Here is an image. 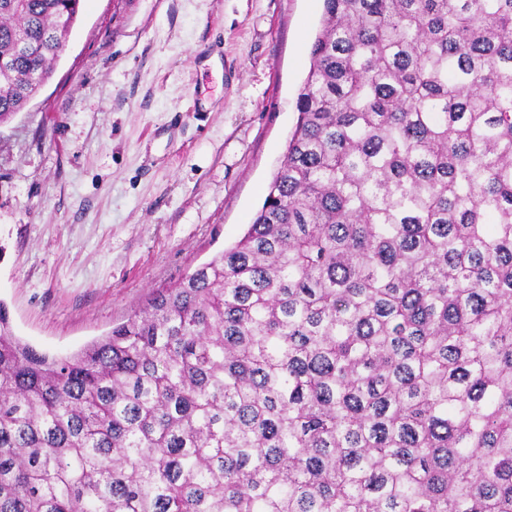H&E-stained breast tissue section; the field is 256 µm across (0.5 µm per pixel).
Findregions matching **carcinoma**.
<instances>
[{"mask_svg": "<svg viewBox=\"0 0 512 512\" xmlns=\"http://www.w3.org/2000/svg\"><path fill=\"white\" fill-rule=\"evenodd\" d=\"M82 0H0V125ZM243 236L80 351L0 302V512H512V0H323Z\"/></svg>", "mask_w": 512, "mask_h": 512, "instance_id": "1", "label": "carcinoma"}]
</instances>
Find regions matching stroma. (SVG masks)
Returning a JSON list of instances; mask_svg holds the SVG:
<instances>
[{
  "label": "stroma",
  "mask_w": 512,
  "mask_h": 512,
  "mask_svg": "<svg viewBox=\"0 0 512 512\" xmlns=\"http://www.w3.org/2000/svg\"><path fill=\"white\" fill-rule=\"evenodd\" d=\"M322 0H83L0 125V301L66 356L252 223L297 121Z\"/></svg>",
  "instance_id": "obj_1"
}]
</instances>
